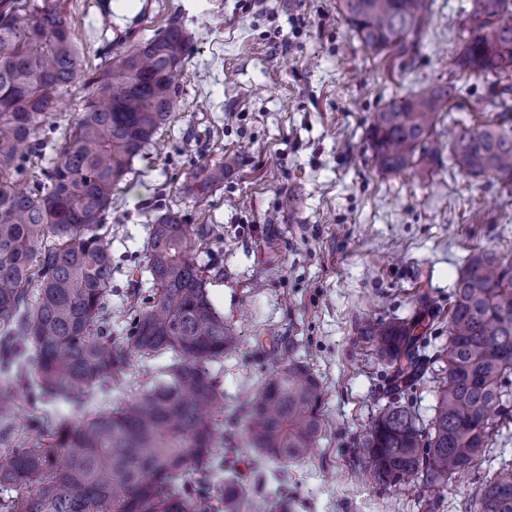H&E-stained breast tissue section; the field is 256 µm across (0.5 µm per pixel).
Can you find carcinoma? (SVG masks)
<instances>
[{
    "label": "carcinoma",
    "instance_id": "1",
    "mask_svg": "<svg viewBox=\"0 0 512 512\" xmlns=\"http://www.w3.org/2000/svg\"><path fill=\"white\" fill-rule=\"evenodd\" d=\"M462 73L496 78L500 121L460 127L448 141L459 172L512 195V0H469ZM430 0H338L364 49L418 52ZM194 40L177 20L130 53L83 68L72 18L55 0H0V360L19 381L53 400L80 402L122 377L133 355L172 353L164 378L115 410L73 422L61 417L34 443L0 438V489L15 495L4 512H207L209 476L219 458L214 409L224 391L207 364L237 336L212 305L194 240L178 213L159 212L145 245L150 294L137 298L126 336L112 342V251L103 215L133 159L179 106L175 75ZM88 90L59 156L35 175L31 158L60 97L76 81ZM454 82L392 98L370 129L384 174L432 165L439 115ZM33 186H27V183ZM224 184V163L200 170L197 197ZM397 390L423 378V340L404 324L372 331ZM435 415L424 429L404 406H383L361 445L382 485L408 477L425 492L472 469L493 433L512 422V255H470L453 287L448 346ZM16 382H0V419L13 409ZM324 390L302 361L283 355L245 408V447L281 464L304 462L321 438ZM245 485L224 478L222 512H237ZM464 512H512V463L503 462L463 505Z\"/></svg>",
    "mask_w": 512,
    "mask_h": 512
}]
</instances>
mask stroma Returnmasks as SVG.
<instances>
[{
    "instance_id": "stroma-1",
    "label": "stroma",
    "mask_w": 512,
    "mask_h": 512,
    "mask_svg": "<svg viewBox=\"0 0 512 512\" xmlns=\"http://www.w3.org/2000/svg\"><path fill=\"white\" fill-rule=\"evenodd\" d=\"M76 32L104 39L87 48V71L109 52H131L180 21L195 52L179 72L181 107L146 146L112 196L104 222L112 251V338L128 325L133 288L149 290L143 265L158 209L177 212L207 237L194 258L209 298L238 337L213 364L224 390L219 410L224 467L251 497L244 512H267L268 498L292 499L293 512H463L490 460H512V425L495 436L477 466L449 481L426 508L417 483L384 487L365 470L361 444L379 409L396 400L421 425L434 415L432 380L394 396L390 369L367 337L370 323L424 319L423 350L437 370L448 340V306L459 269L484 250L512 251V196L457 173L447 159L431 170L378 172L369 128L408 90L455 78L468 0H434L416 56L365 51L340 17L336 0H60ZM458 79V78H455ZM456 106L438 123L479 127L494 111L493 79L463 76ZM224 162V183L204 200L187 188L195 172ZM320 378L323 431L313 458L285 466L244 447L246 401L275 368L287 340ZM163 354L133 360L123 378L83 402H58L20 390L7 423L13 439L34 441L58 417L122 406L160 377Z\"/></svg>"
}]
</instances>
